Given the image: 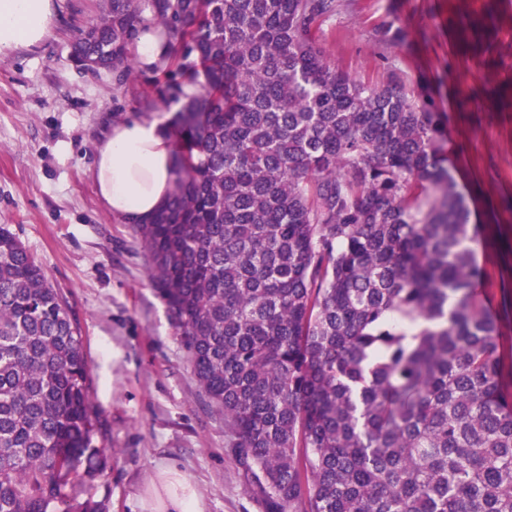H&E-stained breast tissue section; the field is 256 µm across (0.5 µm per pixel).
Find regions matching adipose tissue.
Masks as SVG:
<instances>
[{"instance_id": "obj_1", "label": "adipose tissue", "mask_w": 512, "mask_h": 512, "mask_svg": "<svg viewBox=\"0 0 512 512\" xmlns=\"http://www.w3.org/2000/svg\"><path fill=\"white\" fill-rule=\"evenodd\" d=\"M58 0H0V59L39 47L51 33ZM169 130L153 116L115 122L94 150L97 195L110 213L132 224L148 220L174 185ZM144 512H204L196 489L178 469L157 471L141 498Z\"/></svg>"}]
</instances>
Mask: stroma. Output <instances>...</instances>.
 I'll return each instance as SVG.
<instances>
[{"label":"stroma","mask_w":512,"mask_h":512,"mask_svg":"<svg viewBox=\"0 0 512 512\" xmlns=\"http://www.w3.org/2000/svg\"><path fill=\"white\" fill-rule=\"evenodd\" d=\"M103 0H60L39 48L0 60V224L66 300L83 336L98 447L112 451L98 498L141 512L159 467H177L205 512H268L201 389L149 276L137 225L108 213L92 179L95 143L115 121L174 111L164 71L84 72L69 59ZM316 44L362 81L404 87L441 115L443 160L468 207L512 382V0H336Z\"/></svg>","instance_id":"obj_1"}]
</instances>
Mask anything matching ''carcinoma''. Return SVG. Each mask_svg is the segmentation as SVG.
Wrapping results in <instances>:
<instances>
[{"instance_id":"carcinoma-1","label":"carcinoma","mask_w":512,"mask_h":512,"mask_svg":"<svg viewBox=\"0 0 512 512\" xmlns=\"http://www.w3.org/2000/svg\"><path fill=\"white\" fill-rule=\"evenodd\" d=\"M105 0L122 81L163 26L175 190L138 225L199 385L271 512H512V394L441 121L315 45L335 0ZM81 330L0 225V512H106Z\"/></svg>"}]
</instances>
